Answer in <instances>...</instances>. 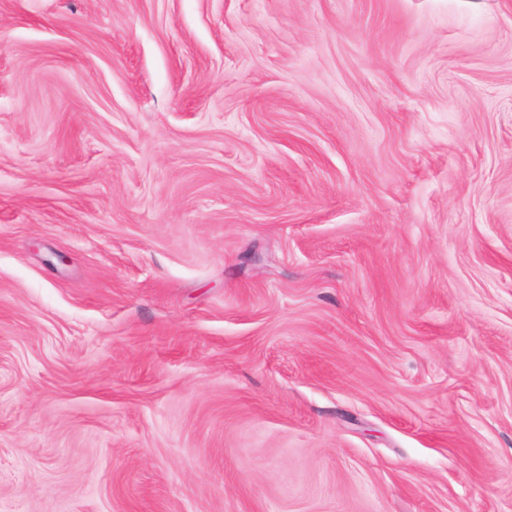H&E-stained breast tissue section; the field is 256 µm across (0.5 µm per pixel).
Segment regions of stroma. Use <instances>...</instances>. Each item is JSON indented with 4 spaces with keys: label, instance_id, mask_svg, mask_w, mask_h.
I'll use <instances>...</instances> for the list:
<instances>
[{
    "label": "stroma",
    "instance_id": "stroma-1",
    "mask_svg": "<svg viewBox=\"0 0 512 512\" xmlns=\"http://www.w3.org/2000/svg\"><path fill=\"white\" fill-rule=\"evenodd\" d=\"M0 512H512V0H0Z\"/></svg>",
    "mask_w": 512,
    "mask_h": 512
}]
</instances>
